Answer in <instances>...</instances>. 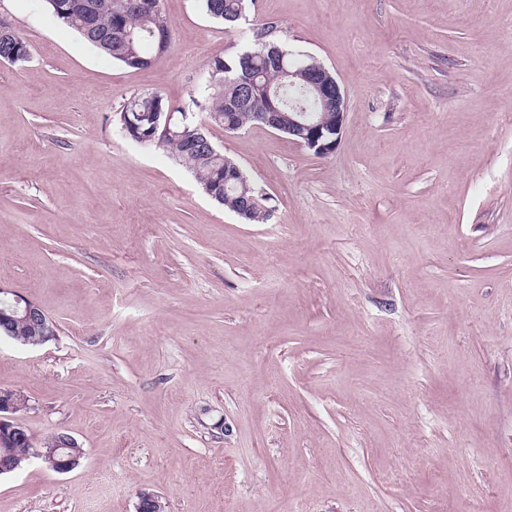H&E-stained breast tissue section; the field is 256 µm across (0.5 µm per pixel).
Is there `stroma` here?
<instances>
[{
  "mask_svg": "<svg viewBox=\"0 0 512 512\" xmlns=\"http://www.w3.org/2000/svg\"><path fill=\"white\" fill-rule=\"evenodd\" d=\"M161 3L132 69L0 0L30 50L0 62V286L57 325L0 335V388L84 452L1 475L0 512H512V0H255L346 100L324 157L210 125L265 224L116 122L248 39Z\"/></svg>",
  "mask_w": 512,
  "mask_h": 512,
  "instance_id": "35a3bbf8",
  "label": "stroma"
}]
</instances>
